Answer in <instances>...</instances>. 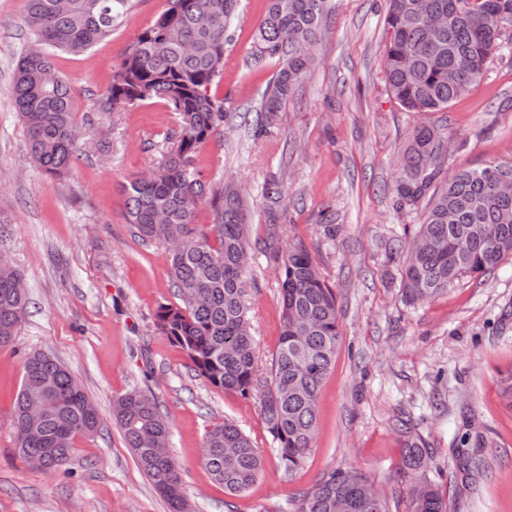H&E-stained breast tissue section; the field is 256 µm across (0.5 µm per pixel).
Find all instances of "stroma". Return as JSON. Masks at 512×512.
<instances>
[{
	"label": "stroma",
	"instance_id": "stroma-1",
	"mask_svg": "<svg viewBox=\"0 0 512 512\" xmlns=\"http://www.w3.org/2000/svg\"><path fill=\"white\" fill-rule=\"evenodd\" d=\"M166 7L131 0L109 36L85 52L54 55L80 130L75 162L59 178L33 164L11 94L33 43L25 0H0V257L21 273L29 296L15 336L0 347V512H168L112 419L113 399L133 390L153 396L167 416L190 512H295L335 470L362 475L389 512H408L409 434L425 440L424 477L449 512H512V403L502 394L512 378V261L432 301L407 303L393 244L413 235L424 210H395L390 193L397 154L421 121L448 132L444 172L512 161V36L447 111L409 114L385 84L386 0H333L318 66L257 139L252 127L277 63L251 55L268 0H241L223 73L209 88L229 123L194 164L215 182L234 177L248 197V305L261 371L271 368L281 326L270 241L305 245L336 296L342 333L321 386L314 445L288 475L259 397L212 387L157 329L158 306L178 301L170 251L126 222L123 187L166 151L176 116L156 98L106 114L99 104L137 36ZM272 182L287 206L276 223L265 194ZM33 350L67 367L103 420L102 434L76 439L67 477L35 470L14 452L12 406ZM227 420L264 459L261 477L240 495L226 493L203 458L208 431ZM462 444L475 451L468 477L451 454Z\"/></svg>",
	"mask_w": 512,
	"mask_h": 512
}]
</instances>
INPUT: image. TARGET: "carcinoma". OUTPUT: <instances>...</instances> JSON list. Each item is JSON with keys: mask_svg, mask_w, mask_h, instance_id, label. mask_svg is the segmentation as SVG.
<instances>
[{"mask_svg": "<svg viewBox=\"0 0 512 512\" xmlns=\"http://www.w3.org/2000/svg\"><path fill=\"white\" fill-rule=\"evenodd\" d=\"M25 21L41 46L17 64L12 97L27 134V148L45 173L70 168L78 129L72 92L54 68L57 52H83L112 33L130 0H25ZM240 0H168L166 11L141 32L115 71L100 109L110 112L153 97L178 116L171 146L144 176L126 187V219L139 236L165 243L180 303L162 304L156 325L188 356L192 370L211 386L260 397L262 414L281 467L301 468L317 432L318 396L334 365L342 335L336 298L316 274L307 249L272 247L280 269L281 329L270 375L260 371L250 332L248 266L250 211L238 184H215L193 166L198 149L228 122L224 102L208 93L224 65L228 28ZM331 0H269L257 27L253 55L276 60L278 70L263 95L261 120L272 127L277 112L318 63L322 23ZM444 19L433 27V19ZM384 77L406 112H441L482 78L512 27V0H389ZM448 135L434 125L412 128L400 153L393 187L398 209L426 197L442 172ZM512 164L490 162L444 179L404 253L406 302L430 301L465 276L483 275L512 259V195L500 193L495 176ZM213 211L212 235L194 223L199 203ZM496 226L498 242L484 238ZM22 275L0 261V347L15 336L28 305ZM138 465L166 501L169 512H188L178 465L168 447L169 423L154 397L132 391L112 402ZM18 454L42 459L48 473H68L78 437L101 433L94 403L55 357L31 351L23 359L21 388L13 405ZM403 467L417 473L429 448L418 436L404 442ZM204 460L213 479L231 495L247 491L263 469L260 450L233 422L207 434ZM409 512H448L429 483L410 488ZM388 512L386 500L362 476L334 470L299 500L297 512Z\"/></svg>", "mask_w": 512, "mask_h": 512, "instance_id": "cac0c4a2", "label": "carcinoma"}]
</instances>
